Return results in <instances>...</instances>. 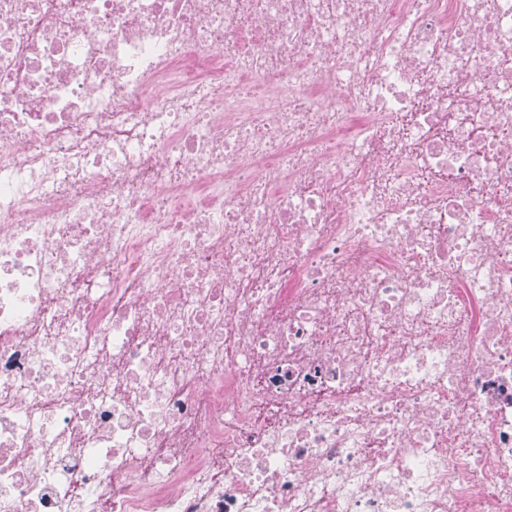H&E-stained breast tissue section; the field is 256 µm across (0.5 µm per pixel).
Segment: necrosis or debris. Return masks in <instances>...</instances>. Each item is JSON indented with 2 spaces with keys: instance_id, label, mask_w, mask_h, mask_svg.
Masks as SVG:
<instances>
[{
  "instance_id": "obj_1",
  "label": "necrosis or debris",
  "mask_w": 512,
  "mask_h": 512,
  "mask_svg": "<svg viewBox=\"0 0 512 512\" xmlns=\"http://www.w3.org/2000/svg\"><path fill=\"white\" fill-rule=\"evenodd\" d=\"M0 512H512V0H0Z\"/></svg>"
}]
</instances>
